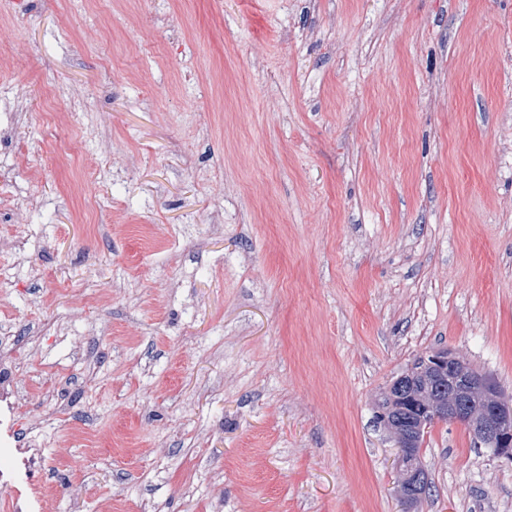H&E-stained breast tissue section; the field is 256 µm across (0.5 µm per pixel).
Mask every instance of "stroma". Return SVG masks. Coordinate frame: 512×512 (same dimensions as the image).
Instances as JSON below:
<instances>
[{
  "label": "stroma",
  "mask_w": 512,
  "mask_h": 512,
  "mask_svg": "<svg viewBox=\"0 0 512 512\" xmlns=\"http://www.w3.org/2000/svg\"><path fill=\"white\" fill-rule=\"evenodd\" d=\"M0 490L22 512H512L437 423L405 510L376 412L438 348L512 403V0H0ZM427 482V491L423 497H425L427 494L429 495L431 481H428V475L426 471L420 469L419 467L413 469L407 476L404 483L401 486H399V496L401 501H403L404 503H408L418 499L422 495V487L425 486ZM421 498L418 499L413 506H415L421 500Z\"/></svg>",
  "instance_id": "obj_1"
}]
</instances>
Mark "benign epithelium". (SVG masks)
I'll list each match as a JSON object with an SVG mask.
<instances>
[{
	"instance_id": "7a95c632",
	"label": "benign epithelium",
	"mask_w": 512,
	"mask_h": 512,
	"mask_svg": "<svg viewBox=\"0 0 512 512\" xmlns=\"http://www.w3.org/2000/svg\"><path fill=\"white\" fill-rule=\"evenodd\" d=\"M418 372L437 377L454 373L449 382L448 399L431 403L423 409L416 431H422L438 422L461 424L475 438L477 445L485 446L500 455L512 456V406L503 403L497 385L487 375L472 368L448 348L437 349L418 360ZM416 378L412 372L400 376L388 387L396 392L405 404L413 402ZM395 423V440L399 448L398 464L412 455L416 447L415 437L399 424V415L391 416ZM428 482L426 471L415 468L399 486L401 501L408 503L421 496L422 487Z\"/></svg>"
}]
</instances>
